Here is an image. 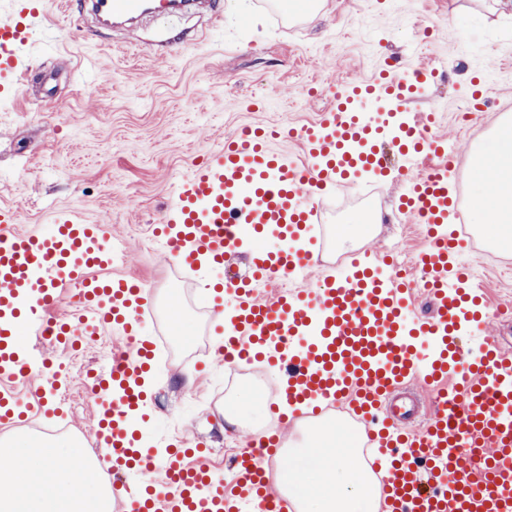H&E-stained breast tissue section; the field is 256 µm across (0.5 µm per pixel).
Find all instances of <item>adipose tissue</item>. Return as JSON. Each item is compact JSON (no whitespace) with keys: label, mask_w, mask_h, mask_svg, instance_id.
<instances>
[{"label":"adipose tissue","mask_w":512,"mask_h":512,"mask_svg":"<svg viewBox=\"0 0 512 512\" xmlns=\"http://www.w3.org/2000/svg\"><path fill=\"white\" fill-rule=\"evenodd\" d=\"M478 201L470 221L512 256V119L480 136L467 156ZM355 436L342 451L306 444L276 476L295 512H380L385 490L361 461ZM112 495L75 442L0 446V512H111Z\"/></svg>","instance_id":"adipose-tissue-1"}]
</instances>
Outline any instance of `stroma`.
I'll return each instance as SVG.
<instances>
[{
    "instance_id": "35a3bbf8",
    "label": "stroma",
    "mask_w": 512,
    "mask_h": 512,
    "mask_svg": "<svg viewBox=\"0 0 512 512\" xmlns=\"http://www.w3.org/2000/svg\"><path fill=\"white\" fill-rule=\"evenodd\" d=\"M211 7L218 21L196 20L197 35L190 38L176 15L146 17L128 33L99 28L79 0L68 12L49 5L47 19L31 27L22 48L27 75L14 95L0 98V211L18 213L23 232L51 224L60 211L108 225L124 249L113 274L150 290L152 316L142 337L156 340L177 314L194 340L189 354H172L149 374L140 425L174 445H203L207 463L229 481L231 460L252 435L224 422L225 366L213 354L217 310L205 288L223 281L224 268L185 274L153 234L177 181L245 127L314 122L329 107L332 87L370 81L389 59L400 70L422 62L443 71L404 104L403 115L435 112L430 134L446 137L462 160L477 134L512 113V17L494 13L492 0H317L313 16L292 22L278 18L265 0H211ZM412 16L429 28L426 41L409 24ZM480 76L495 105L474 113L464 131L458 114L468 109L472 81ZM89 84L107 108L88 96ZM387 160V176L367 174L329 192L323 213L329 234L314 249L320 273L367 253L384 255L387 240L397 236L402 271L418 276L415 258L426 234L397 211L413 172L395 153ZM368 195L384 222L364 233L353 252L341 251L336 240L344 221L359 214ZM459 257L476 274L489 308L512 304V258L498 255L473 230ZM127 348L117 333L74 353L42 346L49 376L13 388L29 401H48L57 413L0 427V438L77 439L97 458L96 402L87 374L107 371L103 354ZM218 428L219 441L213 437Z\"/></svg>"
}]
</instances>
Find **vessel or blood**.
<instances>
[{
  "mask_svg": "<svg viewBox=\"0 0 512 512\" xmlns=\"http://www.w3.org/2000/svg\"><path fill=\"white\" fill-rule=\"evenodd\" d=\"M114 19L145 13L165 16L207 0H93ZM45 0H18L0 20V92L13 87L25 60L19 52L28 29L44 14ZM434 69L414 67L401 76L381 71L365 84L337 87L332 107L295 134L307 159L271 147V136L247 130L176 185L160 230L179 267L200 260L223 265L244 239L261 240L277 226L281 243L251 251L252 274L225 283L233 315L224 326L218 358L231 364L266 360L280 373L279 402L322 408L345 405L384 435L383 471L390 495L381 512H512V353L483 334L485 298L457 260L463 215L448 188L453 157L448 142L426 136L420 124L377 122L366 101L404 102L433 82ZM392 142L419 174L401 197L404 218L427 225L432 238L416 264L421 281L399 271L381 274L370 258L353 260L345 278H320L317 288L279 289L263 297L259 288L272 273L297 278L313 265V226L320 223L326 185L387 166L384 142ZM112 234L107 225L83 224L58 213L44 233H22L15 215L0 212V380L31 378L45 365L38 341L53 337L76 344L79 336L119 331L130 349L111 368L92 376L97 395L96 439L112 473L132 467L153 470L150 454L137 446L128 418L145 405L144 385L151 345L141 340L148 294L142 283L115 277ZM72 288L82 307L78 319L56 315L61 289ZM431 295L428 316L413 314V295ZM481 337L479 352L465 357L461 329ZM430 338L424 350L417 337ZM418 381L432 411L420 425L402 427L415 408L390 404L401 386ZM0 391V425H15L32 412ZM279 435L260 436L258 450L233 463L232 487L216 479L205 462L184 464L173 453L159 477L141 492L118 500L120 512H292L270 484L262 460L275 456Z\"/></svg>",
  "mask_w": 512,
  "mask_h": 512,
  "instance_id": "obj_1",
  "label": "vessel or blood"
}]
</instances>
